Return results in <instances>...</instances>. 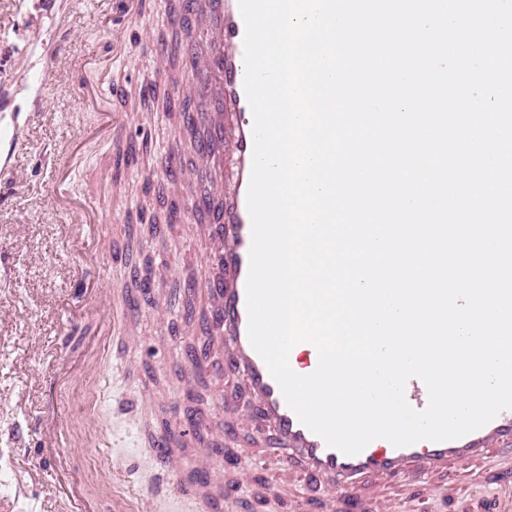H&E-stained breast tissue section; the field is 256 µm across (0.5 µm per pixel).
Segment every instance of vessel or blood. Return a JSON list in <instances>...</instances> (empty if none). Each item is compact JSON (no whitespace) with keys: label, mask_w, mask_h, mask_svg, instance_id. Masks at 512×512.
Wrapping results in <instances>:
<instances>
[{"label":"vessel or blood","mask_w":512,"mask_h":512,"mask_svg":"<svg viewBox=\"0 0 512 512\" xmlns=\"http://www.w3.org/2000/svg\"><path fill=\"white\" fill-rule=\"evenodd\" d=\"M195 17L204 23L211 49L194 83L215 85L219 97L212 111L200 116L208 143L199 156L211 169L215 186L209 193L206 213L212 248L204 257L210 311L205 343L189 359L193 378L220 381L228 370L240 377L243 392L228 390L221 402L222 410L235 416L238 431H264L261 453L272 459L277 471L294 473L300 481L319 489L315 499L318 512H343L346 502L372 480L399 478L417 483L426 474L447 472L449 468L479 461L493 451L512 454V410L501 412L482 428L455 440H423L396 447L377 439L359 454L347 455L328 446L289 408L279 385L248 339L246 281L251 218L247 192L254 118L244 89L245 25L239 0H204ZM228 103L234 107L236 117L234 135L229 139L224 136L223 121ZM228 155L235 161V176L229 184L224 181V158ZM182 440L178 433L168 444L158 447L165 469L162 480L171 494L185 493L189 485L176 462Z\"/></svg>","instance_id":"1"}]
</instances>
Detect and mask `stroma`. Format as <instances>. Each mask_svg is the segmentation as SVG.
I'll list each match as a JSON object with an SVG mask.
<instances>
[{
  "instance_id": "stroma-1",
  "label": "stroma",
  "mask_w": 512,
  "mask_h": 512,
  "mask_svg": "<svg viewBox=\"0 0 512 512\" xmlns=\"http://www.w3.org/2000/svg\"><path fill=\"white\" fill-rule=\"evenodd\" d=\"M113 0H0V512H62L51 490L67 479L84 502L114 512H196L187 499L155 491L160 461L150 440L197 410L224 425L221 382L188 383V351L202 343V312L179 286L199 273L208 247L200 219L169 232L163 220L210 190L212 176L184 153L178 178L155 174V157L191 132L184 110L167 105L162 79L192 80L205 43L190 46L194 25L182 0H136L134 16L112 28ZM169 58L157 66L156 43ZM123 115L120 136L101 134L98 104ZM108 169L110 179L96 174ZM104 204L95 227L80 214L87 192ZM174 267L159 296L138 288L147 265ZM138 314L113 324L128 302ZM136 346H128L127 335ZM63 416V445L42 456L39 435ZM263 436H241L222 463L236 512H293L311 495L296 479L265 482L257 452ZM498 453L457 468L446 500L422 485L375 484L364 512H495L490 477Z\"/></svg>"
}]
</instances>
